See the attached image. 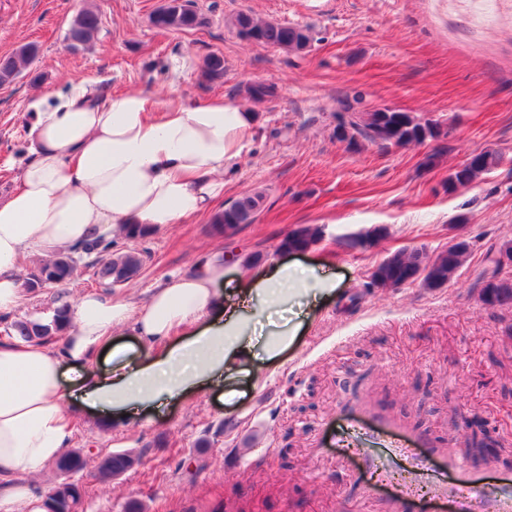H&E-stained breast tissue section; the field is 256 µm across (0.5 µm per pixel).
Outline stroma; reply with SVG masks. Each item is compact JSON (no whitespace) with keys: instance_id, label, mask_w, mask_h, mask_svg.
Returning a JSON list of instances; mask_svg holds the SVG:
<instances>
[{"instance_id":"obj_1","label":"stroma","mask_w":512,"mask_h":512,"mask_svg":"<svg viewBox=\"0 0 512 512\" xmlns=\"http://www.w3.org/2000/svg\"><path fill=\"white\" fill-rule=\"evenodd\" d=\"M163 2L0 0V58L37 43L31 69L41 76L0 86V197L28 157L29 104L44 88L94 75L106 92L243 103L245 85L261 80L276 95L255 104L258 130L224 173V203L262 194L254 222L229 238L207 213L158 228L137 243L142 269L120 291L144 297L220 250L231 283L250 278L235 255L257 252L265 266L325 267L336 296L304 323L282 365H246L233 398L212 391L114 432L77 420L70 445L90 451L82 512H125L132 501L142 512H399L401 484L348 453L347 433L359 427L420 454L428 492L411 494L413 512H453L438 494L462 474L482 485L478 512H495L499 484L512 479V305L483 309L466 274L432 291L372 288L367 275L387 251L447 245L462 212L476 253L512 238V0H197L207 22L185 31L153 26ZM84 9L100 30L73 50L65 36ZM241 11L309 26L312 41L300 54L243 41L230 25ZM213 53L224 78L209 84L200 67ZM353 97L448 126V154L427 168L429 143L349 150L335 136L336 109ZM487 148L500 166L449 194V169ZM298 224L324 226V239L282 251ZM374 225L387 229L375 246H337ZM224 421L233 428L218 433ZM475 422L493 440L481 457L466 452ZM108 451L142 454L143 464L100 480Z\"/></svg>"}]
</instances>
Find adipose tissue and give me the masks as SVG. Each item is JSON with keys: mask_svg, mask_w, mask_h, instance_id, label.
<instances>
[{"mask_svg": "<svg viewBox=\"0 0 512 512\" xmlns=\"http://www.w3.org/2000/svg\"><path fill=\"white\" fill-rule=\"evenodd\" d=\"M31 108L29 158L0 199V317L31 298L18 276L28 258L207 210L257 126L231 99L153 101L100 92L92 78L64 95L44 91ZM335 290L316 268L286 263L229 289L217 251L140 303L102 291L74 298L62 346L0 340V512H45L43 496L16 475L64 453L70 415L119 430L163 402L222 387L242 364L279 363L296 329L269 330L258 346L257 324L296 295Z\"/></svg>", "mask_w": 512, "mask_h": 512, "instance_id": "obj_1", "label": "adipose tissue"}]
</instances>
